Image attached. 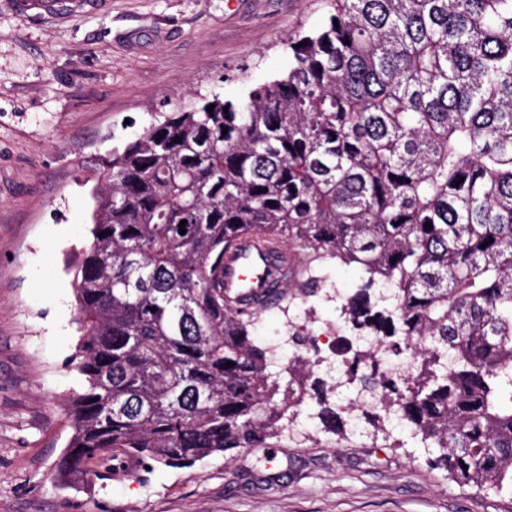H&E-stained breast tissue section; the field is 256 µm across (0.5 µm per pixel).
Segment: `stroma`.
<instances>
[{"instance_id":"obj_1","label":"stroma","mask_w":512,"mask_h":512,"mask_svg":"<svg viewBox=\"0 0 512 512\" xmlns=\"http://www.w3.org/2000/svg\"><path fill=\"white\" fill-rule=\"evenodd\" d=\"M328 0H109L59 20L0 0V512H503L413 439L324 430L315 401L275 448L185 468L126 458L90 487L53 474L72 435L66 401L83 378L71 263L91 242L101 157L191 93L242 98L287 69L290 39L321 28ZM336 322L323 294L262 313Z\"/></svg>"}]
</instances>
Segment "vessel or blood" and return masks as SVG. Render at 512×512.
<instances>
[{
	"instance_id": "b4317fda",
	"label": "vessel or blood",
	"mask_w": 512,
	"mask_h": 512,
	"mask_svg": "<svg viewBox=\"0 0 512 512\" xmlns=\"http://www.w3.org/2000/svg\"><path fill=\"white\" fill-rule=\"evenodd\" d=\"M108 0H19L21 12L61 16L68 12H101ZM287 269L275 267L267 248L249 235L240 236L224 253V297L229 303L265 296L276 278L286 277Z\"/></svg>"
}]
</instances>
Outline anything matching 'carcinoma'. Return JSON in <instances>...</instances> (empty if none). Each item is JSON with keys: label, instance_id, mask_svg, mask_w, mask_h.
<instances>
[{"label": "carcinoma", "instance_id": "cac0c4a2", "mask_svg": "<svg viewBox=\"0 0 512 512\" xmlns=\"http://www.w3.org/2000/svg\"><path fill=\"white\" fill-rule=\"evenodd\" d=\"M330 5L282 74L237 101L199 94L102 161L74 262L84 386L57 480L91 483L116 450L188 467L271 448L311 397L341 430L315 370L299 357L281 381L250 330L286 290L224 300V249L254 233L303 259L305 295L322 260L360 267L348 322L417 370L373 363L350 380L453 481L512 512V0Z\"/></svg>", "mask_w": 512, "mask_h": 512}]
</instances>
